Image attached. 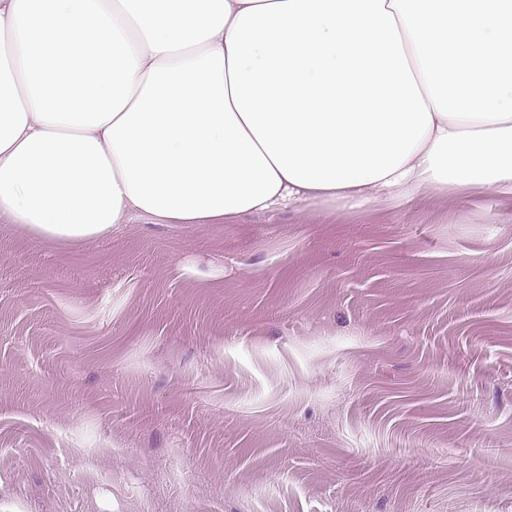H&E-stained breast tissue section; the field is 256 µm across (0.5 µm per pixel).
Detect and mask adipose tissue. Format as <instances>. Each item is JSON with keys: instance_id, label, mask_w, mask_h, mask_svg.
I'll return each mask as SVG.
<instances>
[{"instance_id": "obj_1", "label": "adipose tissue", "mask_w": 512, "mask_h": 512, "mask_svg": "<svg viewBox=\"0 0 512 512\" xmlns=\"http://www.w3.org/2000/svg\"><path fill=\"white\" fill-rule=\"evenodd\" d=\"M512 200V0H0V223L88 242Z\"/></svg>"}]
</instances>
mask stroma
<instances>
[{
    "mask_svg": "<svg viewBox=\"0 0 512 512\" xmlns=\"http://www.w3.org/2000/svg\"><path fill=\"white\" fill-rule=\"evenodd\" d=\"M0 512H512V201L0 224Z\"/></svg>",
    "mask_w": 512,
    "mask_h": 512,
    "instance_id": "1",
    "label": "stroma"
}]
</instances>
